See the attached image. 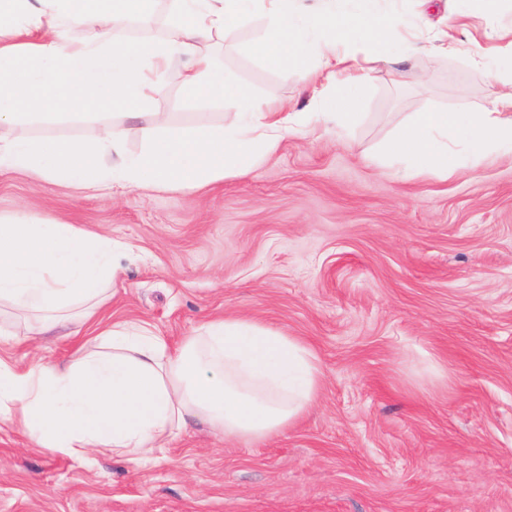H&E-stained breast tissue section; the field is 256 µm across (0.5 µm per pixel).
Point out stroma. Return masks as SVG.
<instances>
[{"mask_svg":"<svg viewBox=\"0 0 512 512\" xmlns=\"http://www.w3.org/2000/svg\"><path fill=\"white\" fill-rule=\"evenodd\" d=\"M406 25L370 63L348 128L323 124L312 87L254 47V9L218 34L221 75L312 115L315 135L285 137L249 176L192 190L89 193L0 173V213L26 206L126 244L114 296L76 336L0 345V357L72 359L112 324L143 320L178 345L206 320L243 316L309 344L322 386L282 434L226 441L197 426L141 466L78 461L0 429V512H512V156L402 180L380 160L418 112L481 111L488 66L512 69V0H376ZM458 51L440 53L439 32ZM484 56H476L475 48ZM156 102L171 127L217 126L228 103L166 75ZM99 121L24 125L23 136L91 141Z\"/></svg>","mask_w":512,"mask_h":512,"instance_id":"35a3bbf8","label":"stroma"}]
</instances>
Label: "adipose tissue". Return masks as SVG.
Masks as SVG:
<instances>
[{"label":"adipose tissue","mask_w":512,"mask_h":512,"mask_svg":"<svg viewBox=\"0 0 512 512\" xmlns=\"http://www.w3.org/2000/svg\"><path fill=\"white\" fill-rule=\"evenodd\" d=\"M254 0H175L178 20L156 45L118 38L154 0H0V172L22 171L79 188L128 186L144 191L196 188L225 174L245 177L286 135H305L306 112L272 109L240 86L216 78L207 45ZM264 38L255 51L279 68L305 73L320 64L321 104L347 102L364 79L350 64L343 33L359 28L372 43L391 39L403 21L365 7L315 18L321 40L294 21L290 0H268ZM99 29L98 39L65 44L66 24ZM189 66H182V59ZM177 72L190 93L237 98L222 125L173 130L152 113L144 148L127 154L112 124L80 144L23 137L36 119L54 124L87 118L90 109H124L136 119ZM512 153V91L483 112H421L384 151L406 162V175L445 177L490 151ZM120 244L72 224H47L20 210L0 215V304L12 322L7 336L28 339L60 329L77 333L112 296V264ZM102 348L69 361L0 359V426L21 428L39 447L82 460L98 453L128 462L157 459L168 441L204 423L228 439L262 441L294 424L320 390L318 359L302 340L244 318L204 323L180 347L142 321L113 324Z\"/></svg>","instance_id":"adipose-tissue-1"}]
</instances>
